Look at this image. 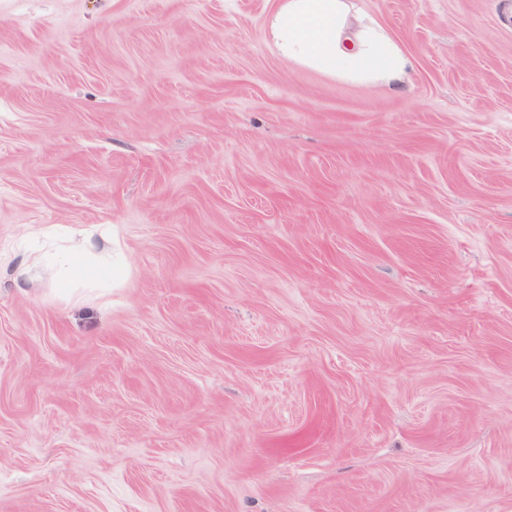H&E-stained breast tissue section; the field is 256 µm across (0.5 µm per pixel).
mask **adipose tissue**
<instances>
[{"mask_svg":"<svg viewBox=\"0 0 512 512\" xmlns=\"http://www.w3.org/2000/svg\"><path fill=\"white\" fill-rule=\"evenodd\" d=\"M347 0H283L270 20L275 45L288 59L329 74L393 79L408 60L380 27H352ZM33 241L71 285L110 278L107 265L91 262L94 233L64 225L33 232Z\"/></svg>","mask_w":512,"mask_h":512,"instance_id":"adipose-tissue-1","label":"adipose tissue"}]
</instances>
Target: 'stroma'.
Here are the masks:
<instances>
[{"label": "stroma", "instance_id": "1", "mask_svg": "<svg viewBox=\"0 0 512 512\" xmlns=\"http://www.w3.org/2000/svg\"><path fill=\"white\" fill-rule=\"evenodd\" d=\"M279 4L0 0V512H512V0H350L395 81ZM349 0H283L270 20L275 45L321 72L393 79L408 59L378 25L351 29ZM77 239L75 247L60 252L59 243L67 238ZM30 239L53 258L55 269L69 285L86 282H98L112 278L108 265L92 263L89 257L97 251L94 232L90 230L77 231L64 225H52L41 228L30 235Z\"/></svg>", "mask_w": 512, "mask_h": 512}]
</instances>
